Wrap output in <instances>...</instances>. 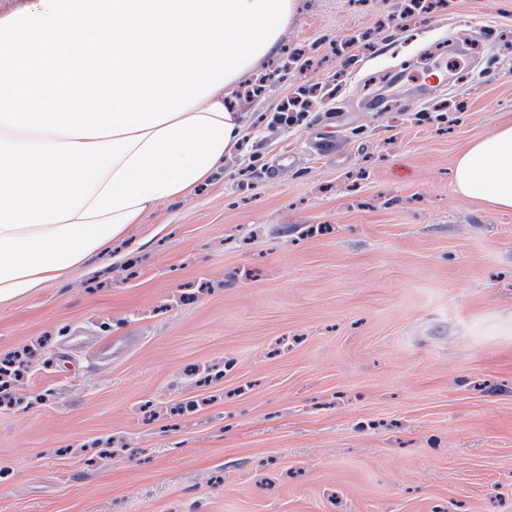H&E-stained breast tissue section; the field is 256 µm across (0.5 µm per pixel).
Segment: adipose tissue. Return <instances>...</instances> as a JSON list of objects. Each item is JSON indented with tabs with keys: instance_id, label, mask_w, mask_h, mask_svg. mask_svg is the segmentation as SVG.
<instances>
[{
	"instance_id": "adipose-tissue-1",
	"label": "adipose tissue",
	"mask_w": 512,
	"mask_h": 512,
	"mask_svg": "<svg viewBox=\"0 0 512 512\" xmlns=\"http://www.w3.org/2000/svg\"><path fill=\"white\" fill-rule=\"evenodd\" d=\"M295 0H21L0 12V303L68 281L158 203L224 167L227 98ZM465 198L512 210V125L454 162Z\"/></svg>"
}]
</instances>
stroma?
<instances>
[{
    "label": "stroma",
    "instance_id": "35a3bbf8",
    "mask_svg": "<svg viewBox=\"0 0 512 512\" xmlns=\"http://www.w3.org/2000/svg\"><path fill=\"white\" fill-rule=\"evenodd\" d=\"M404 9L296 0L222 172L0 304V359L34 352L0 402V512H512V211L452 181L512 122V51L415 120L442 100L422 57L512 37V0ZM313 85L335 93L273 123ZM333 111L325 158L306 137ZM303 93L298 97H292L281 105L278 110V115L273 117V122L296 123L307 116L308 110L304 103H301ZM294 109L295 112H289V108Z\"/></svg>",
    "mask_w": 512,
    "mask_h": 512
}]
</instances>
